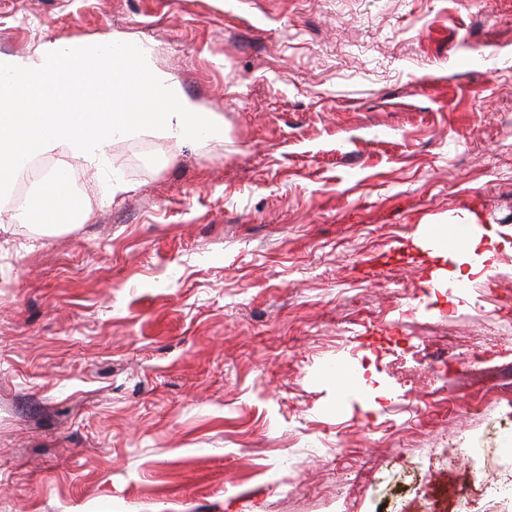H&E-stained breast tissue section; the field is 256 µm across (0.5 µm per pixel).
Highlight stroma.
Here are the masks:
<instances>
[{
    "label": "stroma",
    "mask_w": 512,
    "mask_h": 512,
    "mask_svg": "<svg viewBox=\"0 0 512 512\" xmlns=\"http://www.w3.org/2000/svg\"><path fill=\"white\" fill-rule=\"evenodd\" d=\"M116 33L224 139L73 162L80 223L0 200V512H340L344 468L353 512H486L512 257L428 290L417 243L512 227V0H0V53Z\"/></svg>",
    "instance_id": "obj_1"
}]
</instances>
